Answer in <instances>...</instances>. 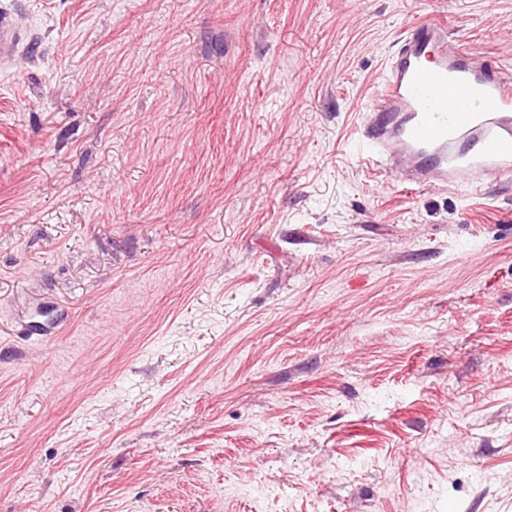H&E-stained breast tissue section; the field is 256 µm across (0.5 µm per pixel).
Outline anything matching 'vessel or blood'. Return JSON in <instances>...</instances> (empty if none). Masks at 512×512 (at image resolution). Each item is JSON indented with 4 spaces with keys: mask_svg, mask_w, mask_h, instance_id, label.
Listing matches in <instances>:
<instances>
[{
    "mask_svg": "<svg viewBox=\"0 0 512 512\" xmlns=\"http://www.w3.org/2000/svg\"><path fill=\"white\" fill-rule=\"evenodd\" d=\"M19 41L1 12L0 58ZM359 144L366 170L394 172L410 190L482 193L512 174V69L463 50L447 19L414 22L386 62Z\"/></svg>",
    "mask_w": 512,
    "mask_h": 512,
    "instance_id": "1",
    "label": "vessel or blood"
}]
</instances>
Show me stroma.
<instances>
[{"mask_svg": "<svg viewBox=\"0 0 512 512\" xmlns=\"http://www.w3.org/2000/svg\"><path fill=\"white\" fill-rule=\"evenodd\" d=\"M0 512H512V177L368 173L384 61L512 0H0ZM20 41L19 29L14 20L5 12L0 13V58L1 61L13 56Z\"/></svg>", "mask_w": 512, "mask_h": 512, "instance_id": "stroma-1", "label": "stroma"}]
</instances>
